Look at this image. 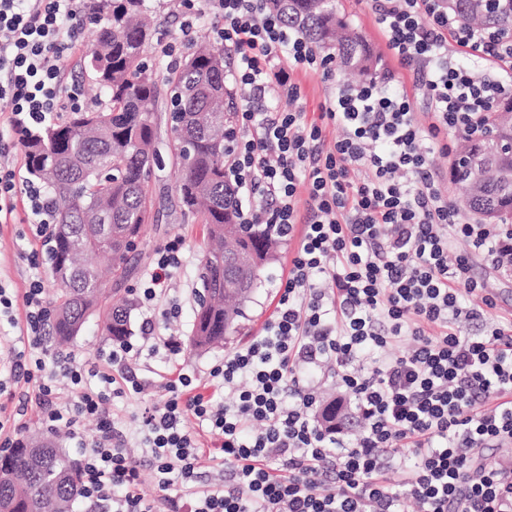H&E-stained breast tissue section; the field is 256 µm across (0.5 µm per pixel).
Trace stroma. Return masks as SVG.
<instances>
[{"mask_svg":"<svg viewBox=\"0 0 512 512\" xmlns=\"http://www.w3.org/2000/svg\"><path fill=\"white\" fill-rule=\"evenodd\" d=\"M146 14L152 23L154 35L152 40V57H162V49L174 45L175 58H182L189 51V45L182 33L185 0H147ZM341 16L345 17L374 48L378 55L375 67L376 75H389L390 89L408 90L413 85L410 71L401 68L389 55L369 0H336ZM282 68L301 84L302 99L300 104L308 119H318L327 95L337 85L347 83V76L341 71H334L331 77H324L322 72H303L296 69L292 60L282 59ZM175 175L171 168L156 170L150 185V200L153 211L158 212L159 221L150 225L147 237L139 254L140 262L127 285L141 289L149 271L153 268L156 252L170 238L179 236L186 243L183 262L174 271L165 293L158 295L151 306L137 307L131 316L132 341H139L144 328H151L153 336L163 338L173 336L181 344L179 355L172 356L166 350L145 354L137 360L128 361L124 370L135 374L145 383L146 390L140 396L108 397L103 409L109 414L115 427L122 432L125 449L129 456L141 463V485L143 494L159 497L153 466L144 451L142 432V413L145 408L163 402L167 396L165 385L176 379L178 374L186 373L195 378L199 393L213 398L216 405H230L222 388L212 382L209 372L214 365L221 363L229 352L255 336L261 335L269 316L278 301V289L281 281L288 275V261L293 251L294 242H283L272 260L264 270L262 284L248 302L242 320L239 336L230 339L224 346L207 351H193L188 346L192 334V314L195 306V292L198 288L199 258L205 247V231L200 220L183 219L177 194L174 190ZM24 209H17L13 223L0 226V284L10 288L13 295L23 296L32 276H39L43 281H50V263L47 257L45 239H35L28 234ZM38 254V269L29 265L30 252ZM179 305L177 316H170L171 305ZM112 348L111 342L105 341L95 323H88L77 336L74 343L64 349L48 345L45 358L44 376L58 373V359L71 358L74 364L99 363L103 354ZM10 395L0 397V414L6 416L20 415L27 427L37 428L41 425L42 411L35 399L34 383L17 379L10 383ZM195 439L200 448V466L197 470L195 489L202 488L208 482L221 478L222 453L219 449L221 439L210 433L209 429L199 428Z\"/></svg>","mask_w":512,"mask_h":512,"instance_id":"obj_1","label":"stroma"}]
</instances>
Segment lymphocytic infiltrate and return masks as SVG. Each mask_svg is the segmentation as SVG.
I'll use <instances>...</instances> for the list:
<instances>
[{
    "label": "lymphocytic infiltrate",
    "instance_id": "1",
    "mask_svg": "<svg viewBox=\"0 0 512 512\" xmlns=\"http://www.w3.org/2000/svg\"><path fill=\"white\" fill-rule=\"evenodd\" d=\"M390 55L413 74L431 121L420 125L407 92L377 82L330 93L320 122L305 118L301 88L277 70L328 71L322 56L268 0H199L197 16L224 19L216 32L233 59V84L246 106L224 144V179L239 198L242 223L269 224L296 240L288 278L262 336L225 355L210 376L231 394L215 407L189 394L185 373L168 382V399L142 417L160 491L188 485L200 454L191 425L221 438L224 479L197 491L193 512H512V458L488 465L484 449L512 442V316L487 319L497 301L476 276V261L512 274V225L464 216L432 171L427 145L451 152L449 133H479L483 115L512 94V38L462 26L446 0H373ZM89 0H0V131L25 133L75 108L61 59L81 38ZM485 61L477 74L459 56ZM288 98L295 110L272 109ZM340 127L333 144L326 125ZM25 195L34 236H46L52 206L44 187L22 167L0 164V223L12 220ZM465 253L452 255L457 241ZM175 237L156 252L142 290L152 303L181 265ZM332 282V292L321 282ZM45 285L32 278L23 295L27 339L10 348L11 370L25 380L43 371L48 308ZM468 296L479 304L465 305ZM481 335L462 333L465 322ZM176 339H142L113 347L105 366L65 365L71 404L55 401L53 380L36 397L48 430L65 429L84 459L83 497L112 512H157L139 489L137 464L101 405L107 395L141 393L137 377L116 381L123 365ZM367 347L380 355L358 365ZM333 362L336 384L355 404L359 433L346 443L321 423L320 397L302 366ZM103 388L88 389L87 377ZM96 422L86 435L85 420ZM258 432H249L252 423ZM411 464L410 480L390 476L393 458ZM280 462L282 475L270 461Z\"/></svg>",
    "mask_w": 512,
    "mask_h": 512
}]
</instances>
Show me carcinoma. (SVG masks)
<instances>
[{"label":"carcinoma","mask_w":512,"mask_h":512,"mask_svg":"<svg viewBox=\"0 0 512 512\" xmlns=\"http://www.w3.org/2000/svg\"><path fill=\"white\" fill-rule=\"evenodd\" d=\"M144 0H112L109 12L95 11L84 71L99 90L93 109L69 112L28 135L23 143L30 173L51 194L55 224L48 256L54 288L48 335L71 343L90 319L112 342L131 335L133 300L112 294L135 271L137 243L153 221L147 154L156 150L154 123L170 95L172 142L169 163L177 171L175 191L183 218H200L206 250L200 260L201 291L194 310L190 347L204 351L224 345L242 308L259 287L280 241L271 228L254 224L245 239L228 240L237 223V202L224 187V130L232 126L234 97L227 86L224 45L203 32L190 43L181 64L160 76L164 64L149 67L144 56L146 26L132 14ZM284 20L302 29L318 48L334 51L343 67L371 72L372 54L336 11L335 0H272ZM448 10L465 24L500 33L512 31V0H448ZM494 137L512 142V96L488 120ZM193 142L184 148V132ZM459 159H481L479 193L467 195L490 224H512V154L484 155L489 140L458 136ZM253 251L252 261L224 269L217 257L232 245ZM80 498L78 467L55 441L32 435L0 454V507L7 512H73Z\"/></svg>","instance_id":"carcinoma-1"}]
</instances>
